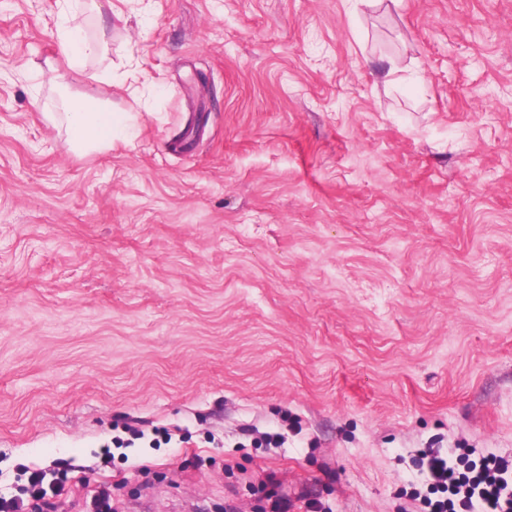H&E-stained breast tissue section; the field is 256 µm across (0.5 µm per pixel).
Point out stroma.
<instances>
[{
  "label": "stroma",
  "mask_w": 512,
  "mask_h": 512,
  "mask_svg": "<svg viewBox=\"0 0 512 512\" xmlns=\"http://www.w3.org/2000/svg\"><path fill=\"white\" fill-rule=\"evenodd\" d=\"M97 2L75 70L0 0V497L426 512L422 450L512 456V0ZM67 141L80 152L111 146L112 139L123 134L130 118L125 113L103 109L89 98H75L67 102L63 112Z\"/></svg>",
  "instance_id": "35a3bbf8"
}]
</instances>
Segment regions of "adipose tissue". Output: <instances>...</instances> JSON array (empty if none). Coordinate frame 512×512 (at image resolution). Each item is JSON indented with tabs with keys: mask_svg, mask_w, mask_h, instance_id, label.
<instances>
[{
	"mask_svg": "<svg viewBox=\"0 0 512 512\" xmlns=\"http://www.w3.org/2000/svg\"><path fill=\"white\" fill-rule=\"evenodd\" d=\"M112 26L108 17H100L97 41H90L77 25L65 24L58 31V51L71 67L105 44ZM67 141L77 151L87 152L111 145L113 138L123 134L129 126L127 114L103 109L96 101L79 97L68 101L63 114Z\"/></svg>",
	"mask_w": 512,
	"mask_h": 512,
	"instance_id": "obj_1",
	"label": "adipose tissue"
}]
</instances>
